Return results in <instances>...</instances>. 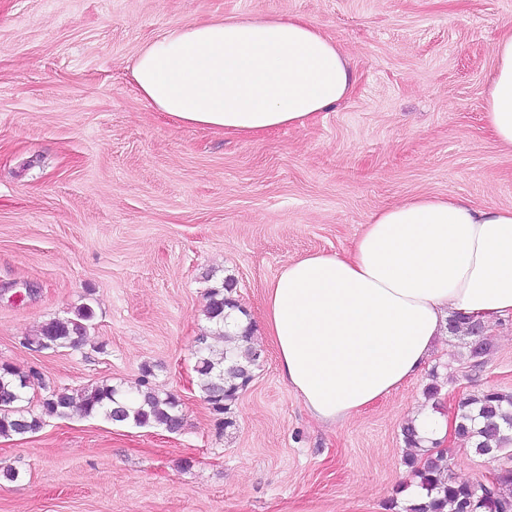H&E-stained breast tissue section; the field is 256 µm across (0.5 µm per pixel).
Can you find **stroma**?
Returning a JSON list of instances; mask_svg holds the SVG:
<instances>
[{"mask_svg": "<svg viewBox=\"0 0 512 512\" xmlns=\"http://www.w3.org/2000/svg\"><path fill=\"white\" fill-rule=\"evenodd\" d=\"M301 15L348 55L353 94L306 127L262 139L174 126L139 97L131 67L165 30L228 14ZM512 0H0V363L49 390L124 391L151 368L180 400L175 432L104 417L46 418L0 437V512H390L413 476L403 428L422 409L512 394V318L439 338L429 369L343 425L311 418L272 343L231 415L196 386L206 294L225 278L254 327L289 262L346 253L372 214L461 195L512 207V153L486 127L494 45ZM79 347L25 343L82 304ZM437 383L439 394L425 390ZM232 426H225V418ZM477 482L512 447L444 444Z\"/></svg>", "mask_w": 512, "mask_h": 512, "instance_id": "obj_1", "label": "stroma"}]
</instances>
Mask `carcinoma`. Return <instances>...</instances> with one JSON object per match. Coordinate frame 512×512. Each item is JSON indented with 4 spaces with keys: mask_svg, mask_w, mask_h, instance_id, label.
<instances>
[{
    "mask_svg": "<svg viewBox=\"0 0 512 512\" xmlns=\"http://www.w3.org/2000/svg\"><path fill=\"white\" fill-rule=\"evenodd\" d=\"M234 279H224L220 288L208 292L206 317L217 326L224 324L226 309H236L232 296ZM94 317L93 308L85 304L72 316L54 319L41 326L32 341L49 348H76L86 327ZM226 346L221 356H215L213 342ZM260 353L251 346V327L239 336L220 333L214 338L197 339V386L205 401L218 413H228L232 403L253 377ZM35 375L14 366L0 365V437L23 435L39 431L42 416L64 418L77 407L86 416L104 415L119 423L139 427H163L175 431L182 426L180 403L172 394H160L141 382L137 396H127L121 389L101 383L74 397L66 389L52 390L39 400L41 414H31L19 407L27 399L28 386L35 385ZM457 421L461 435L480 455L512 445V395L495 389L469 395L458 404ZM405 464L417 478L423 495L408 501L404 512H512V469L501 468L492 480L483 485L460 480L449 473L444 456L409 457Z\"/></svg>",
    "mask_w": 512,
    "mask_h": 512,
    "instance_id": "carcinoma-1",
    "label": "carcinoma"
}]
</instances>
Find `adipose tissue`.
<instances>
[{
  "label": "adipose tissue",
  "instance_id": "adipose-tissue-1",
  "mask_svg": "<svg viewBox=\"0 0 512 512\" xmlns=\"http://www.w3.org/2000/svg\"><path fill=\"white\" fill-rule=\"evenodd\" d=\"M486 122L512 152V30L494 46ZM141 98L177 125L252 140L336 108L357 78L301 16L175 26L132 68ZM512 315V208L417 196L372 215L347 253L287 263L265 294L262 332L308 413L335 426L421 373L450 313Z\"/></svg>",
  "mask_w": 512,
  "mask_h": 512
}]
</instances>
